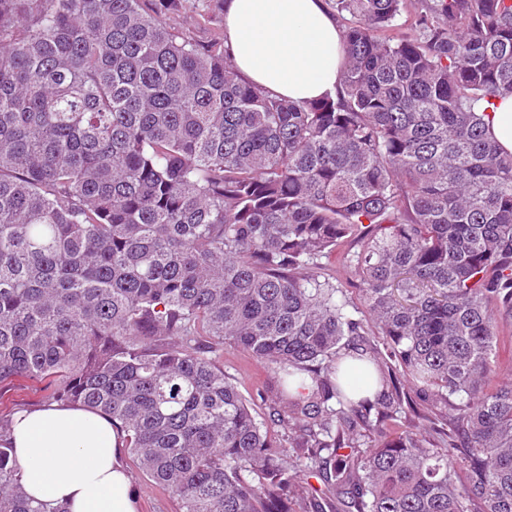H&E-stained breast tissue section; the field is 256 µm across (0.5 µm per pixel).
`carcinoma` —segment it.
<instances>
[{
    "label": "carcinoma",
    "instance_id": "cac0c4a2",
    "mask_svg": "<svg viewBox=\"0 0 512 512\" xmlns=\"http://www.w3.org/2000/svg\"><path fill=\"white\" fill-rule=\"evenodd\" d=\"M334 8L339 85L296 104L141 0H0V383L111 416L181 512H512V0L414 37L407 0ZM224 347L279 375L289 447ZM413 404L448 433L390 437ZM0 512H46L2 434ZM490 125L498 143L512 152V96L499 102L491 114ZM343 291L346 298L350 301V308L354 315L368 321L367 309L363 303L362 292L360 290L359 282L355 278L342 277ZM356 311V312H355Z\"/></svg>",
    "mask_w": 512,
    "mask_h": 512
}]
</instances>
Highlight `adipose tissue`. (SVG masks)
<instances>
[{"label": "adipose tissue", "instance_id": "1", "mask_svg": "<svg viewBox=\"0 0 512 512\" xmlns=\"http://www.w3.org/2000/svg\"><path fill=\"white\" fill-rule=\"evenodd\" d=\"M234 69L274 95L301 102L334 92L342 29L324 0H225ZM8 438L27 494L65 512H136L109 417L53 403L15 413Z\"/></svg>", "mask_w": 512, "mask_h": 512}]
</instances>
